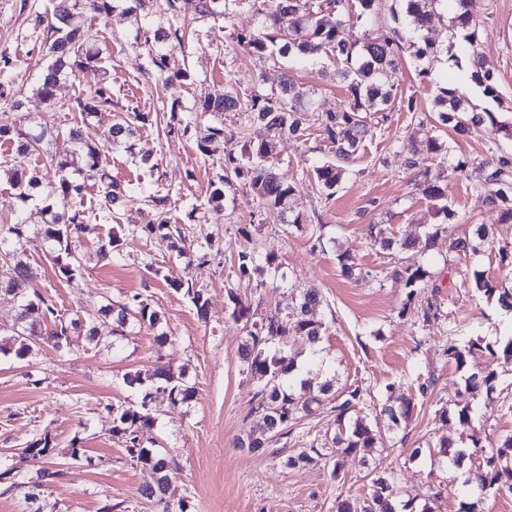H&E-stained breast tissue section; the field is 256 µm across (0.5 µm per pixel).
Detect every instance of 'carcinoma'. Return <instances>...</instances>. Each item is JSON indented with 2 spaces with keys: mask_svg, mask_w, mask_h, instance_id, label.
I'll return each mask as SVG.
<instances>
[{
  "mask_svg": "<svg viewBox=\"0 0 512 512\" xmlns=\"http://www.w3.org/2000/svg\"><path fill=\"white\" fill-rule=\"evenodd\" d=\"M183 0H165L163 13L154 10L153 0H55L51 18L41 14L32 18L34 30L46 32L47 56L49 62L40 67L36 86L38 94L46 101L53 99L54 88L60 79L69 75L91 73L97 77L94 87L67 104V110L77 112L81 117L98 116L112 106V91L106 80L102 65V51L97 46L98 30L95 21L112 16L116 10L130 17L142 34L154 75L166 84L186 81L190 78L189 66L176 71L168 67V52L174 47L185 49L191 46L193 36L198 31L189 27L182 15ZM358 11L352 10L349 0H194V22L208 26L220 20H228L231 15L243 9H252L261 16L260 28L255 32L238 33L231 44L225 46L230 53L238 48L246 49L255 55L269 60L299 57L305 61H315L325 56L339 65L338 74L347 82V104L336 112L315 113L307 108L310 96L294 79L286 74L277 92L266 93L253 88L244 97L234 85L222 90L208 92L200 98L201 115L222 116L226 112L238 113L239 125L236 131L224 139V126H209L206 134L197 139L198 151L208 156L213 144L225 142L222 158L223 174L213 183L210 201L220 202L224 197V186L239 180L248 185L263 200L268 209L280 210L286 215L288 200L295 194L298 183L288 180L276 171L275 155L279 141L288 137H302L313 122L321 129L324 139L330 144L331 160H317L310 175L317 182L321 194L329 199L336 193L348 166L362 147L363 141L374 134V126L368 122V113L394 111L398 104V77L396 59L409 53L417 62L430 57L451 55L454 66L462 69V64L471 66V79L483 88V94L498 96L497 81L493 71L486 68L478 50V36L471 29L476 0H400V10L393 14V25L388 26L377 37L361 42L353 36V26L370 20L375 15L376 0H356ZM454 11L448 26V45L443 46L430 36L431 24L442 10ZM89 13L91 22L87 27L75 26L72 18ZM288 19V28L280 26L282 19ZM418 75L438 88L436 104L444 107L437 113L440 127L453 131L458 136L468 135L479 130L498 131L493 112L485 109L478 112L468 100L448 87V72L423 67ZM178 104L172 103L164 132H188L192 121L179 116ZM149 114L140 112L137 107L127 108L125 116L108 123L103 131L102 142H89L80 126L67 129V136L73 144L68 159L58 160L44 153L43 142L47 129L18 127L0 123V141L16 144L20 153L45 154L42 167L14 175L13 186L19 190L18 197L26 200L29 191L35 189L48 201L43 206V227L37 247L49 254L55 261L61 279L71 282L81 275L82 264L71 244L84 234H91L97 224H110L118 219L120 209L129 202L143 201L157 212L160 222L146 224L139 232L146 237L160 235L169 241V248L184 255V249L177 239L183 238L181 228L170 224L172 197L170 192L158 187H145L141 183L123 184L112 178V174L101 169L100 189L97 207L89 210L84 207L81 195L82 186L75 175L83 166L96 168L102 163L104 148L121 147L126 144L135 124L146 125ZM258 123L267 130V137L258 143H249L241 148L233 146L238 139L245 138L246 128ZM480 185L487 188V200L493 206L502 207V221H512V159L500 156L477 168ZM423 194L434 201L436 214L443 217L444 226L428 227L418 224L405 231L398 239L386 236V231L377 224L368 225V236L372 244L386 250L401 253L415 248L420 239H425V248H430L439 233H451L452 226L462 218L448 205V185L444 175L420 173ZM66 202L61 210L54 209L56 200ZM26 219L15 214L14 222L0 227V255L9 257L11 253L28 243L25 236ZM491 228L485 224L472 225L471 235L457 236L449 240V247L462 253L477 252L476 242L489 238ZM240 276L251 278V274L280 267L273 252H264L255 246L245 247L238 253ZM25 276L24 266L3 262L0 265V292L17 300L20 325L13 329L12 345L17 354L28 348L27 341L32 336H43V340L59 348L69 340L70 328L80 326L72 320L63 322L54 296L38 291L29 296L21 292L20 281ZM393 276L405 279V285L419 288L427 284L428 271L416 261L393 270ZM473 283L486 297H495L500 306L512 310V293L501 291L480 271L473 272ZM174 288L183 291L202 316L205 313L206 299L203 289L193 285L173 283ZM323 304L320 288L310 285L303 289L301 302L291 315L278 320H270L261 325L254 324L247 330L243 359L247 372L262 383L254 394L258 399V409L263 414L264 430L252 438L248 447L254 451H264L270 443L282 439L290 433L291 422L296 415L310 413L323 402L331 390L328 381H319V376L297 380L292 377L296 368L295 356L283 349L266 351V345L280 336L288 335L292 329L304 336L306 341L316 344L321 341L325 323L318 318ZM104 316L112 319L116 327L115 336L124 335L122 328L131 321L154 327L159 315L151 309L148 299L135 293L115 305L105 306ZM497 375L490 367H481L471 372L465 379V392L471 396L481 391L491 392L496 388ZM125 382L139 386L142 390L140 408H122L108 405L112 414V433L120 436L128 456L148 465L157 475L155 486L141 492L148 501L162 506V512H186L185 505L170 508L166 502L169 472L175 462L165 455L144 447L139 433L154 422L152 411L157 402L153 395L160 394L172 405L189 400L194 387L183 379L159 368L147 377L139 374L128 375ZM359 403L358 391L347 393L336 406L338 410V432L334 437L336 456L328 461L331 476L339 478L346 460L351 456H365L377 447L379 439L362 420L348 418V413ZM440 447L446 464L459 468L472 454L463 449L451 450L452 444L442 443ZM512 450V437L508 438L491 454L482 455V461L470 471L465 483L480 496L490 489L508 488L512 490V461L508 452ZM65 476V470L52 462H46L37 470L34 481L27 484L17 480L11 469L0 470V484L7 489L28 488L24 498L33 500L37 491ZM390 477L384 473L371 478V491L363 512H395L390 494Z\"/></svg>",
  "mask_w": 512,
  "mask_h": 512,
  "instance_id": "cac0c4a2",
  "label": "carcinoma"
}]
</instances>
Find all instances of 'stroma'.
<instances>
[{
    "mask_svg": "<svg viewBox=\"0 0 512 512\" xmlns=\"http://www.w3.org/2000/svg\"><path fill=\"white\" fill-rule=\"evenodd\" d=\"M478 3L474 25L499 97L488 99L469 83L458 85L457 91L512 125V0ZM52 9V0H0V55L14 62L0 81L5 92L0 114L12 122L25 118L47 126L50 135L44 147L59 160L70 156L73 145L66 136L56 135V128L78 123L85 137L95 141L128 104L156 114L177 100L189 112L201 94L230 82L245 92L256 87L271 92L287 73L314 90L316 111L333 112L347 101L334 60L273 62L243 49L225 53L232 30L256 29L258 17L252 11L237 14L233 28H202L199 43L191 47L190 80L164 86L149 75L150 59L136 25L116 13L100 29L112 110L83 121L62 105L89 91L95 82L92 74L62 80L51 105L34 92L37 64L45 60L47 49L43 40L32 36L29 21L37 13L50 15ZM418 67L407 56L398 62L399 90L412 98L414 111L376 113L379 132L350 163L335 196L327 199L317 188L300 186L283 217L261 215L260 199L238 183L225 187L221 203H211L220 155L200 154L196 139L198 130L215 125L214 117L200 118L197 130L185 134L165 136L147 126L136 127L128 147L107 153L114 179L171 190L176 203L171 219L184 229L186 253L179 258L160 238L133 236L134 227L158 221L156 211L144 202L130 204L116 222L98 225L78 240L83 271L74 282L60 281L52 258L35 243L17 252V259L27 265L25 292L54 295L66 319L95 321L102 339L92 341L73 330L68 346L59 349L38 339L25 356L0 353V467L15 468L25 478L35 476L36 463L23 460L22 453L45 438L50 461L68 469L62 480L42 488L32 501L23 491L0 484V512H104L109 506L114 512H156L141 495L155 475L150 467L129 460L121 439L112 434L107 407L139 408L141 390L127 386L124 377L151 374L159 364L194 386L195 395L176 406L162 405L153 425L142 430L141 443L175 459L178 469L167 497L174 505L185 502L189 512H336L340 497L359 512L370 474L382 471L392 477L399 512H421L426 506L432 512H463L471 501L477 512H512V491L473 501L462 488L464 471L447 466L438 456L446 440L467 448L476 437L484 446L497 447L512 436V360L494 358L487 351L512 337V313L468 286L472 271L478 269L498 287L512 289V268L501 260L502 254L512 253V222H501L499 211L486 204L475 172L482 162L512 154V140L482 131L449 142L452 158L471 165L464 175L447 179L448 203L466 218L454 231L463 233L470 223L493 225L494 245L464 255L450 250L447 234H440L433 249L419 258L429 272V286L413 294L403 279L390 274L401 266L400 254L374 246L367 235L371 224L382 225L388 236L397 238L411 225L437 221L399 148L402 141L413 140L419 168L440 170L439 155L426 146L438 111L436 88L421 80ZM328 148L318 129L310 128L306 137L281 141L276 168L288 178L300 177L317 159L327 157ZM138 156L150 157L151 165L135 164ZM39 162L38 156L17 155L10 143L0 141V225L12 222L16 208L27 217L28 232L40 227L39 197L13 201L9 184L13 171ZM316 224L321 227L317 233L312 230ZM110 236L118 241L119 252L107 264L99 261L96 250L98 239ZM210 240L221 243L222 252L207 251ZM248 242L276 253L291 287H275L276 275L268 269L261 275L265 289L254 294L246 290L238 252ZM345 251L354 258L360 278L343 276L338 256ZM149 263L155 274L147 273ZM175 280L202 288L208 301L206 318H199L189 299L172 288ZM308 284L322 291L326 331L319 356L334 387L312 414H300L287 438L264 454H254L241 446L262 425L261 414L252 412L250 403L259 383L240 359L245 324L285 317L298 303V288ZM137 292L158 312L159 323L127 325L115 346H108L105 337L112 321L102 316V306ZM233 292L249 306L248 321L233 318ZM429 306L435 314L427 319L423 311ZM163 333L168 340L162 344L158 337ZM478 339L482 347L472 348ZM452 344L471 348V366L496 371V391L474 398L464 394L463 374L447 352ZM422 384L428 387L423 395L418 392ZM355 389L361 403L354 414L380 431L382 444L366 459H350L336 480L321 463L290 465L289 457L311 446L334 453V408ZM402 398L413 402L412 415L389 427L382 408ZM464 403L475 413L466 431L454 422L456 407ZM76 454L81 457L77 465L72 462Z\"/></svg>",
    "mask_w": 512,
    "mask_h": 512,
    "instance_id": "1",
    "label": "stroma"
}]
</instances>
